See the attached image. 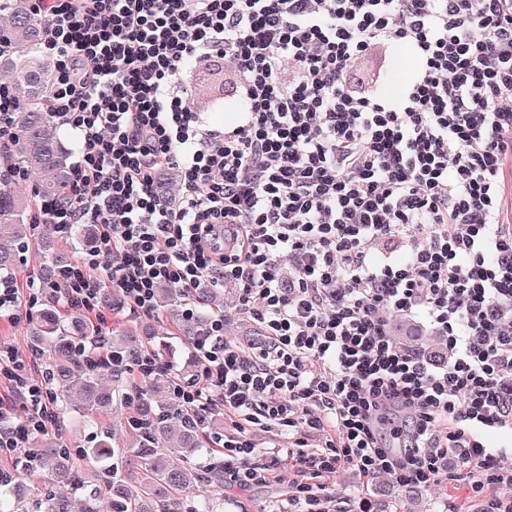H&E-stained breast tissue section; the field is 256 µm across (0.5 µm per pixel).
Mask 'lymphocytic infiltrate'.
Here are the masks:
<instances>
[{
  "instance_id": "lymphocytic-infiltrate-1",
  "label": "lymphocytic infiltrate",
  "mask_w": 512,
  "mask_h": 512,
  "mask_svg": "<svg viewBox=\"0 0 512 512\" xmlns=\"http://www.w3.org/2000/svg\"><path fill=\"white\" fill-rule=\"evenodd\" d=\"M54 70L50 110L78 135L65 199L35 224L99 228L59 297L102 321L101 289L150 315L174 288L194 315L231 283L264 336L243 350L212 316L181 404L230 427L224 476L270 482L254 431L293 477L288 512H341L325 477L463 487L512 512V0H35ZM414 61L381 89L398 47ZM204 71L241 107L210 124ZM178 168V192L157 190ZM33 281L0 280V319L30 314ZM420 317L448 358L392 337ZM35 356L0 348L1 448L58 418Z\"/></svg>"
}]
</instances>
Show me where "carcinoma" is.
<instances>
[{"label": "carcinoma", "mask_w": 512, "mask_h": 512, "mask_svg": "<svg viewBox=\"0 0 512 512\" xmlns=\"http://www.w3.org/2000/svg\"><path fill=\"white\" fill-rule=\"evenodd\" d=\"M1 34L13 52L0 56V71L25 100L17 115L14 165L34 180L39 196L61 198L73 152L64 144L57 119L42 108L53 69L41 53L45 26L33 0H0ZM31 208L27 195L0 189V278L15 275L17 262L35 240L42 258L40 281L51 290L61 283L74 256L58 248L52 229L36 231ZM73 236L85 250L95 246L91 224L75 225ZM156 303L189 338L205 330L213 314L202 310L187 317L180 297L167 285L157 288ZM26 330L31 350L43 361L59 421L67 416L78 419L95 429V439L85 448L59 436L33 435L24 449L26 467L13 472L5 466L0 512H28L29 501L35 503V512H100L104 498L110 500L112 512H224V459L215 449L203 447L199 425L181 409L172 378L155 372L139 382L122 381L124 364L146 351L163 358L169 342L148 343L151 332L143 326L100 328L80 312L62 308L52 293L29 317ZM106 374L112 376L110 387L101 383ZM119 405L134 412L137 420L124 422V437L117 441L108 420ZM41 476L71 486V494L47 485L36 488V499H31L30 482ZM199 484L210 487V499L201 507L183 498L187 489Z\"/></svg>", "instance_id": "cac0c4a2"}]
</instances>
